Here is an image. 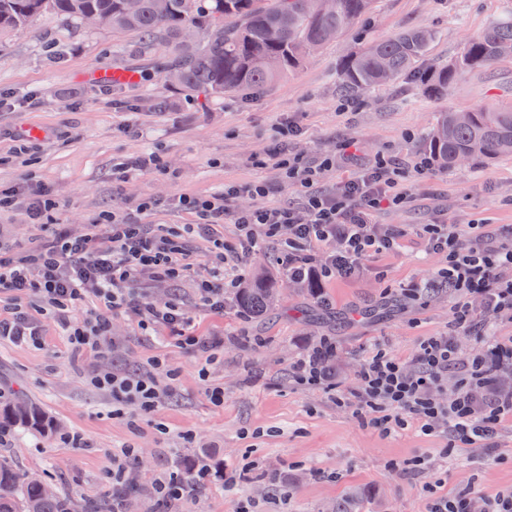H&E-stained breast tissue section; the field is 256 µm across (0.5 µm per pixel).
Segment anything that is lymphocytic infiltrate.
Instances as JSON below:
<instances>
[{
	"label": "lymphocytic infiltrate",
	"instance_id": "f902f5d3",
	"mask_svg": "<svg viewBox=\"0 0 512 512\" xmlns=\"http://www.w3.org/2000/svg\"><path fill=\"white\" fill-rule=\"evenodd\" d=\"M279 166L288 183L300 191L301 206L258 203L233 211L228 203L243 191L237 187L211 198L183 195L178 203L194 214V223L151 235L141 216L158 202L147 198L135 212L120 217L104 214L81 233L63 225L53 228L23 256L0 255V296H6L10 305L8 317L0 318V339L38 341L39 322L25 305L35 296L79 348L101 351L100 338L117 310L136 315L144 328L178 330L189 345L199 344V337L188 332L192 319L179 302L149 303L134 283L144 276L168 283L178 280L185 271L184 233L210 235L229 218L239 230L235 263L229 268L224 259H217L198 284L199 305L212 313L223 312L250 259L267 243L277 245L279 262L294 282L350 278L363 272L368 257L398 250L404 229L375 221L377 211L405 200L390 163L379 160L360 169L332 193L314 188L312 170L301 158L280 160ZM420 236L430 252L442 257L435 271L440 284L461 296L453 312V330L423 339L408 363L382 350L372 353L362 365L349 403L383 434L395 432L410 419L424 434L443 429L473 447L494 438L503 419L512 420V391L485 393L489 370L512 364V340L496 342L473 356L459 344L474 315L488 322L512 316V228L464 236L449 224H425ZM474 297L480 301L476 310L470 305ZM89 300L95 301V309L83 321H75L74 311ZM164 369V362L155 359L148 370L97 372L90 382L111 392L117 402L134 401L149 412L161 396L157 375ZM453 370L461 377L452 388L448 374Z\"/></svg>",
	"mask_w": 512,
	"mask_h": 512
}]
</instances>
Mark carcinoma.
Wrapping results in <instances>:
<instances>
[{"instance_id": "cac0c4a2", "label": "carcinoma", "mask_w": 512, "mask_h": 512, "mask_svg": "<svg viewBox=\"0 0 512 512\" xmlns=\"http://www.w3.org/2000/svg\"><path fill=\"white\" fill-rule=\"evenodd\" d=\"M373 0H336V9L322 11L318 0H138L129 12L125 0H0V29L20 27L49 9L62 19L84 25L93 16L101 28L135 33L149 48L162 35L174 47L175 58L165 70L168 82L188 92L216 95L260 89L300 69L329 39L368 14ZM436 33L429 27L403 30L370 42L343 59L338 68L342 88L365 93L401 76L431 82L438 94L462 74L486 69L504 59L503 44H512V16L492 23L470 39L461 55L437 72L422 67ZM269 60L255 68V56ZM426 152L443 169L457 160L490 162L512 156V105L469 111L465 122L454 111L439 114ZM279 280L263 276L233 292L231 303L247 316L261 317L279 303ZM15 427L44 433L50 419L25 396L0 399V432ZM42 476L21 473L0 462V512H121L135 487L112 484L101 500L77 504L54 489Z\"/></svg>"}]
</instances>
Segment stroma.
Returning <instances> with one entry per match:
<instances>
[{
	"instance_id": "obj_1",
	"label": "stroma",
	"mask_w": 512,
	"mask_h": 512,
	"mask_svg": "<svg viewBox=\"0 0 512 512\" xmlns=\"http://www.w3.org/2000/svg\"><path fill=\"white\" fill-rule=\"evenodd\" d=\"M509 9L512 0H376L299 71L263 91L224 97L166 83L172 47L164 39L143 51L137 35L81 27L49 10L0 30V190L22 189L28 180L45 185L57 201L53 223L78 231L104 212H128L152 197L160 205L143 217L148 231L180 228L194 216L177 207L178 196L209 198L228 184L263 182L270 188L263 205L299 204L268 158L276 147L313 162L333 158L317 174L326 191L355 166L384 156L408 195L403 206L376 215L377 223L406 230L401 249L369 257L362 277L321 280L315 295L283 282L278 307L259 318H244L232 305L220 314L201 309L197 285L215 247L213 239L187 236L182 278L138 286L152 302H181L195 316V335L223 338L216 349L183 345L170 329L145 330L134 315L116 312L104 339L111 354L102 359L76 351L30 298L40 342L0 341V391H21L57 429L0 437V459L50 475L78 501L102 497L125 468L140 492L124 512H241L247 504L254 512H334L348 498L353 512H426L431 493H467L480 503L512 491V422L486 448L454 446L446 433L425 435L412 425L385 437L336 406L325 387L292 378L294 362L325 336L337 346L334 382L346 391L373 350L408 361L422 338L447 332L455 298L447 288L427 287L439 258L416 235L418 225L453 224L463 234L477 222L512 225V156L425 175L415 169L439 113L512 103V58L461 75L444 96L410 77L347 94L339 62L368 41L426 26L438 37L424 65L440 68ZM97 70L120 77L97 79ZM344 141L354 142L356 165L336 162ZM152 154L162 157L164 171L123 179L113 168ZM42 235L24 204L0 214L1 246H30ZM412 282L423 288L409 299L403 287ZM156 356L177 379L152 413L130 405L114 414L111 394L88 381L100 370H139ZM212 385L223 387L222 405L211 401ZM127 448L137 456H124ZM421 457L427 468L415 467ZM175 472L190 489L181 499L159 500L158 483Z\"/></svg>"
}]
</instances>
